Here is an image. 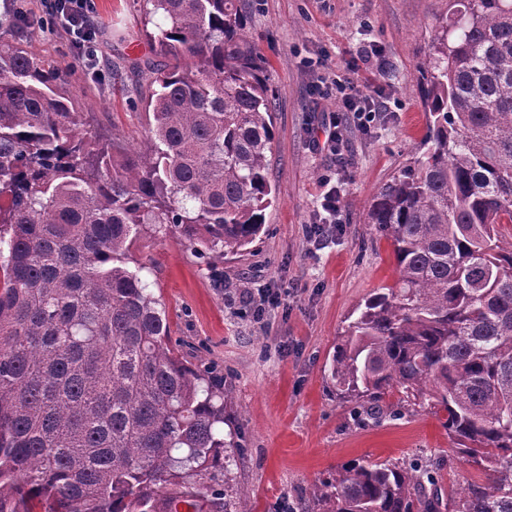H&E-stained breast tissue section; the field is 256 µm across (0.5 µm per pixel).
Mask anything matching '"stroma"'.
Instances as JSON below:
<instances>
[{
	"label": "stroma",
	"instance_id": "obj_1",
	"mask_svg": "<svg viewBox=\"0 0 512 512\" xmlns=\"http://www.w3.org/2000/svg\"><path fill=\"white\" fill-rule=\"evenodd\" d=\"M449 0H240L251 44L274 94L275 140L269 177L276 199L252 250L209 266L178 235L143 239L134 257L166 309L171 344L183 361L211 369L232 390L227 412L243 448L231 463L232 484L246 488L255 512H286L307 503L314 484L358 461L435 464L444 491L479 479L457 457L429 408L393 420L354 418L339 403L329 367L339 336L377 288L396 278L392 247L366 224L369 204L386 182L421 152L428 116L418 66ZM28 27L14 21V0H0V39L24 35L37 52L57 56L61 36L47 32L40 0H27ZM94 25L101 63L125 72L122 84L75 62L69 81L81 98L87 128L117 150L143 145L140 92L152 78L144 37L146 0H96ZM374 84L387 103L370 130L348 124L332 156L310 145L312 131L339 111L334 84L346 67ZM340 176L338 221L311 226L320 182ZM287 291L262 319L230 304L240 282Z\"/></svg>",
	"mask_w": 512,
	"mask_h": 512
}]
</instances>
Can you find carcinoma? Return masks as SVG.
I'll return each mask as SVG.
<instances>
[{
  "label": "carcinoma",
  "instance_id": "cac0c4a2",
  "mask_svg": "<svg viewBox=\"0 0 512 512\" xmlns=\"http://www.w3.org/2000/svg\"><path fill=\"white\" fill-rule=\"evenodd\" d=\"M148 2L162 63L146 148L119 160L84 129L69 64L0 43V512H251L203 483L240 448L231 390L171 347L132 250L171 230L217 264L260 237L272 94L239 0ZM450 2L419 66L425 152L365 218L397 279L331 379L356 414L428 402L486 482L445 503L427 470L354 464L309 512H512V0Z\"/></svg>",
  "mask_w": 512,
  "mask_h": 512
}]
</instances>
